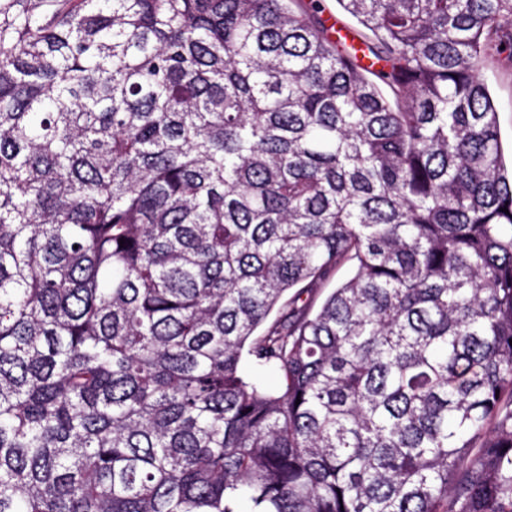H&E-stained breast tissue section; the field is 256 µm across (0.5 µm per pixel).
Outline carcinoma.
<instances>
[{"label": "carcinoma", "instance_id": "obj_1", "mask_svg": "<svg viewBox=\"0 0 512 512\" xmlns=\"http://www.w3.org/2000/svg\"><path fill=\"white\" fill-rule=\"evenodd\" d=\"M295 2L0 0V512H512V0ZM484 75L493 98L499 104V126L505 156L510 157L512 148V75L488 63Z\"/></svg>", "mask_w": 512, "mask_h": 512}]
</instances>
